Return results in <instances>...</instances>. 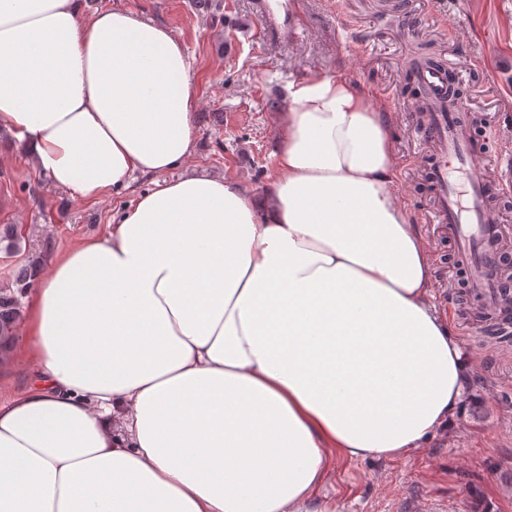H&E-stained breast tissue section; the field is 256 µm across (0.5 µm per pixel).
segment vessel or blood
<instances>
[{"label":"vessel or blood","mask_w":512,"mask_h":512,"mask_svg":"<svg viewBox=\"0 0 512 512\" xmlns=\"http://www.w3.org/2000/svg\"><path fill=\"white\" fill-rule=\"evenodd\" d=\"M425 90L426 121L421 136L430 147L437 196L430 225L448 231L455 262L468 276L472 294L492 315L496 330L512 331V296L501 288V257L508 245L489 197L512 189V159L488 176L476 160L482 146L463 100L448 92V71L425 66L418 71Z\"/></svg>","instance_id":"1"}]
</instances>
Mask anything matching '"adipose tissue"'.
I'll use <instances>...</instances> for the list:
<instances>
[{"mask_svg":"<svg viewBox=\"0 0 512 512\" xmlns=\"http://www.w3.org/2000/svg\"><path fill=\"white\" fill-rule=\"evenodd\" d=\"M264 195L171 178L196 153L193 60L128 8L0 0V132L105 232L37 274L35 378L0 402V512H336V457L401 459L473 372L392 192L359 83L291 82Z\"/></svg>","mask_w":512,"mask_h":512,"instance_id":"1","label":"adipose tissue"}]
</instances>
